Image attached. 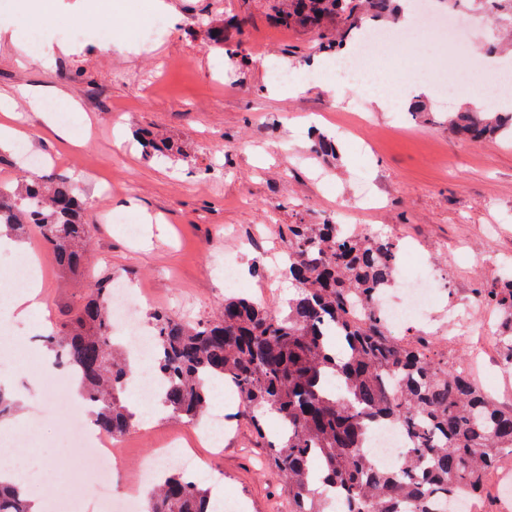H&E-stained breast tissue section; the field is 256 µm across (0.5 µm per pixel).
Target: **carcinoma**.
I'll use <instances>...</instances> for the list:
<instances>
[{"label":"carcinoma","instance_id":"1","mask_svg":"<svg viewBox=\"0 0 512 512\" xmlns=\"http://www.w3.org/2000/svg\"><path fill=\"white\" fill-rule=\"evenodd\" d=\"M478 2L498 27L512 29V0ZM400 9V0H285L274 18L319 35L336 22L342 26L336 41H342L368 20L396 19ZM445 123L470 141H512V112H450ZM139 137L149 153H179L147 131ZM311 150L336 155L324 135ZM0 228L20 238L36 229L57 266L84 279L93 226L83 218L69 175L41 171L16 187L1 183ZM286 247L288 278L298 291L280 311L231 297L205 321L152 313L155 370L167 411L198 421L210 398L204 380L213 378L233 387L238 417L260 437L263 417L275 414L282 429L266 448L288 512H331L330 501L313 488L315 462L346 512H450L462 497L482 499L491 473L512 456V407L496 404L464 362H448L436 339L391 336L375 299L392 285L398 243L361 232L344 236L329 223L290 224ZM112 284L107 274L86 285L84 302L42 342L53 353L51 367L80 383L94 422L118 438L132 420L121 398L129 359L112 339ZM480 297L512 311V271L480 289ZM495 342L512 365V321L503 323ZM379 427L400 428L407 437L390 469L377 468L361 452L367 433ZM210 500L208 489L177 472L151 489L148 512H209ZM0 512H29L28 501L0 484Z\"/></svg>","mask_w":512,"mask_h":512}]
</instances>
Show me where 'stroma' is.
<instances>
[{"label":"stroma","mask_w":512,"mask_h":512,"mask_svg":"<svg viewBox=\"0 0 512 512\" xmlns=\"http://www.w3.org/2000/svg\"><path fill=\"white\" fill-rule=\"evenodd\" d=\"M175 21L165 35L145 42L136 21L150 0H123L113 24L121 33L110 52L97 36L102 0H54L56 18L46 36L51 65L29 53L28 0H13L0 22V94L13 96L21 138L0 148V182L27 174L28 154L45 168L76 178L85 216L94 226L91 273L111 271L143 294L139 320L162 307L191 320L206 319L224 304L227 290L218 270L234 252L241 270L238 294L277 309L287 301L281 273L272 264L284 244L287 224L336 222L358 178L379 191L374 210L357 223L370 231L411 242L424 263L446 273L436 325L449 358L473 361L477 381L498 404L512 407V367L502 363L493 341L474 335L458 341L449 310L479 313L472 292L490 287L512 266V142L474 143L457 139L442 123L460 111L455 94L434 91L423 114L394 101L378 111L372 83H354L336 103L322 80L298 95L269 96L271 66L291 72L319 58L311 32L275 27L277 0H165ZM224 34L215 42L212 33ZM241 46L230 57L226 46ZM51 88L76 106L67 120L18 96L19 88ZM334 137L336 159L311 149L308 128ZM145 129L174 142L180 154L146 156L135 132ZM112 180V197L100 185ZM153 221L143 224L140 213ZM138 224L129 236L125 222ZM42 276L48 322L14 323L0 348V386L25 394V418H40L42 431L22 449L16 464L31 479L30 496L54 501L57 478L46 463L61 459L70 478L88 479L72 465L60 430L62 397L46 398L29 383L13 355L36 351L46 325H62L82 303L36 235L24 241ZM204 456L211 483L221 488L236 512H285L278 473L264 463L259 438L246 422L231 423L224 451L211 455L196 426L157 415L129 428L120 446L139 464L170 438Z\"/></svg>","instance_id":"1"}]
</instances>
